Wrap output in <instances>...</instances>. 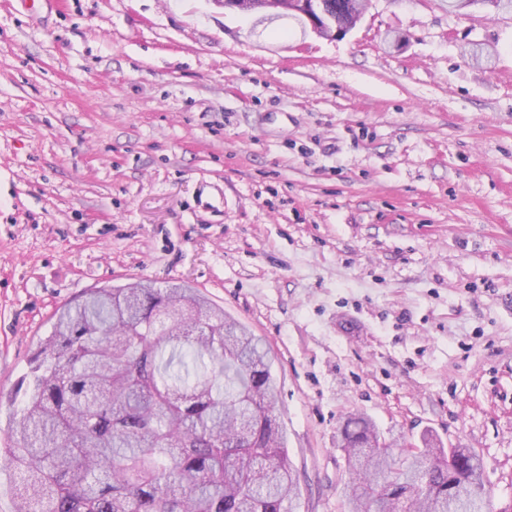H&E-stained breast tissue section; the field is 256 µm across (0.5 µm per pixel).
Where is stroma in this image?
<instances>
[{
	"mask_svg": "<svg viewBox=\"0 0 512 512\" xmlns=\"http://www.w3.org/2000/svg\"><path fill=\"white\" fill-rule=\"evenodd\" d=\"M138 281L262 340L289 512H347L353 413L512 502V13L0 0V448L57 310ZM225 10L236 11L257 22H268L282 16H293L299 20L304 34L318 38L339 39L346 37L361 21L363 13L351 21L340 17L334 23L329 21L323 0H213Z\"/></svg>",
	"mask_w": 512,
	"mask_h": 512,
	"instance_id": "1",
	"label": "stroma"
}]
</instances>
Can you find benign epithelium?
Instances as JSON below:
<instances>
[{"instance_id":"1","label":"benign epithelium","mask_w":512,"mask_h":512,"mask_svg":"<svg viewBox=\"0 0 512 512\" xmlns=\"http://www.w3.org/2000/svg\"><path fill=\"white\" fill-rule=\"evenodd\" d=\"M226 10L236 11L258 22H268L282 16H293L299 20L304 33L318 38L339 39L347 36L361 21L362 15L352 20L340 18L329 21L323 0H213Z\"/></svg>"}]
</instances>
